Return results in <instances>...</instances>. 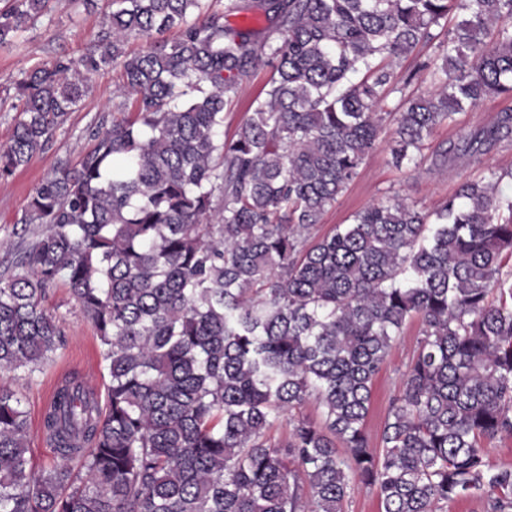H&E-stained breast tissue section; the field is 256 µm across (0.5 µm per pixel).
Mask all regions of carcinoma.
<instances>
[{"instance_id": "cac0c4a2", "label": "carcinoma", "mask_w": 512, "mask_h": 512, "mask_svg": "<svg viewBox=\"0 0 512 512\" xmlns=\"http://www.w3.org/2000/svg\"><path fill=\"white\" fill-rule=\"evenodd\" d=\"M0 47L51 0H4ZM264 18L237 30L229 18ZM440 43L436 89L400 99L392 163L418 164L434 129L512 95V0H111L96 48L25 72L0 149L5 181L44 150L92 75L119 69L123 118L74 167L43 179L25 222L45 231L0 278V374H32L61 341L43 304L59 280L93 324L106 408L77 372L41 418L55 459L28 456L20 393L0 384V512H344L357 487L381 512L481 498L512 512V468L483 441L512 436V195L486 167L432 212L399 196L317 236L375 149L393 63ZM176 29L129 55L132 37ZM272 67L231 137L225 108ZM361 78H356V75ZM512 136V112L461 135ZM420 339L381 447L375 381L413 318ZM313 403L319 420L284 415Z\"/></svg>"}]
</instances>
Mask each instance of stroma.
<instances>
[{
  "instance_id": "35a3bbf8",
  "label": "stroma",
  "mask_w": 512,
  "mask_h": 512,
  "mask_svg": "<svg viewBox=\"0 0 512 512\" xmlns=\"http://www.w3.org/2000/svg\"><path fill=\"white\" fill-rule=\"evenodd\" d=\"M109 11V0H54L51 10L19 32L11 46L0 48V144L7 142L13 132L18 115L17 83L22 72L38 64H51L60 57L77 58L93 50L108 29ZM438 61L434 45L420 47L397 65V85L402 86L407 95L431 91L429 81L417 75L416 69L420 64L433 65ZM117 80V70L103 66L92 76L81 107L70 113L64 124L54 131L45 149L35 154L11 179L0 182V275L21 273L18 259L24 247L44 230L43 225L24 221L34 188L60 167L75 165L81 154L92 146L93 133L111 128L115 113L113 89ZM508 108L512 109V96L485 100L476 109L462 111L454 124L439 126L432 144L443 146L448 141L458 140L461 133L491 126L500 112ZM395 128L394 119L384 122L377 145L363 162L358 177L324 214L322 231H329L335 224L350 223L355 212L393 194L407 197L423 210H434L456 192L463 180L476 174L475 165L466 155L457 157L443 169L429 158L416 168L395 167L390 154ZM45 305L56 316L62 332L55 354L40 371L30 374L19 370L0 379L23 395L31 422L29 455L38 466L54 458L52 448L42 437L40 422L57 378L79 372L100 393L105 392L109 382L94 327L84 317L64 282L49 286ZM420 328L416 321L406 326L374 384L372 407L366 421L371 447L380 445L385 414L391 399L399 392L402 373L417 344Z\"/></svg>"
}]
</instances>
